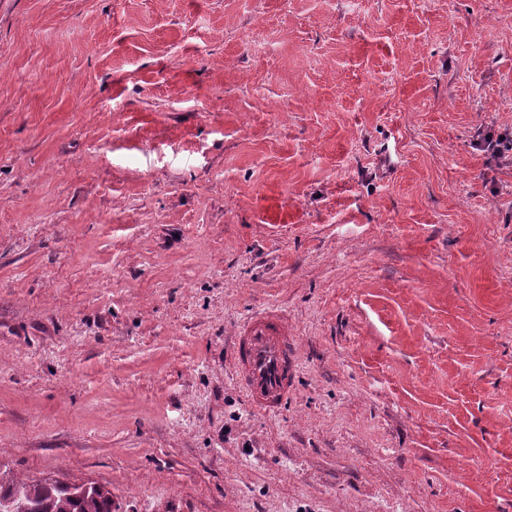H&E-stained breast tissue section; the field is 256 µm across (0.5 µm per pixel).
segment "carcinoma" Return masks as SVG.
Listing matches in <instances>:
<instances>
[{"instance_id": "obj_1", "label": "carcinoma", "mask_w": 512, "mask_h": 512, "mask_svg": "<svg viewBox=\"0 0 512 512\" xmlns=\"http://www.w3.org/2000/svg\"><path fill=\"white\" fill-rule=\"evenodd\" d=\"M23 493L29 512H112L115 503L108 489L94 491L82 497L70 494L52 484L25 482L7 475L0 476V500Z\"/></svg>"}]
</instances>
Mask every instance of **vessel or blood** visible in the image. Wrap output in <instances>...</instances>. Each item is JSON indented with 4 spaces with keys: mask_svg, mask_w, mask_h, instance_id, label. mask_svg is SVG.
<instances>
[{
    "mask_svg": "<svg viewBox=\"0 0 512 512\" xmlns=\"http://www.w3.org/2000/svg\"><path fill=\"white\" fill-rule=\"evenodd\" d=\"M237 383L256 408L278 412L291 396L297 367L296 339L288 320L275 311L250 318L234 336Z\"/></svg>",
    "mask_w": 512,
    "mask_h": 512,
    "instance_id": "vessel-or-blood-1",
    "label": "vessel or blood"
}]
</instances>
